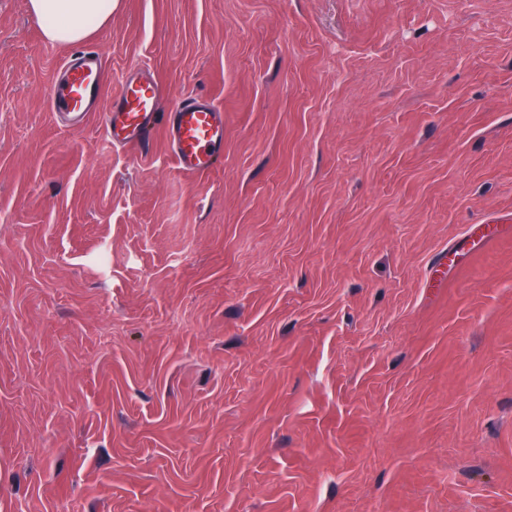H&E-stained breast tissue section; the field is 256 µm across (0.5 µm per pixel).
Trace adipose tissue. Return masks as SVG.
Wrapping results in <instances>:
<instances>
[{
  "label": "adipose tissue",
  "mask_w": 512,
  "mask_h": 512,
  "mask_svg": "<svg viewBox=\"0 0 512 512\" xmlns=\"http://www.w3.org/2000/svg\"><path fill=\"white\" fill-rule=\"evenodd\" d=\"M116 0H28L31 16L44 38L75 44L106 24Z\"/></svg>",
  "instance_id": "1"
}]
</instances>
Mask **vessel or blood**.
Here are the masks:
<instances>
[{
  "label": "vessel or blood",
  "instance_id": "1",
  "mask_svg": "<svg viewBox=\"0 0 512 512\" xmlns=\"http://www.w3.org/2000/svg\"><path fill=\"white\" fill-rule=\"evenodd\" d=\"M106 68L98 52L85 48L67 57L50 85L51 111L72 124L101 117L106 139L115 147L149 152L156 132H163L178 169L201 177L224 152V109L207 94H195L163 106L166 87L149 70L129 73L118 91L104 97Z\"/></svg>",
  "mask_w": 512,
  "mask_h": 512
}]
</instances>
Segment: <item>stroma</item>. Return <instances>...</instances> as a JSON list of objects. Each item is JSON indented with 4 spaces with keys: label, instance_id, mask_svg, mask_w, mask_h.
Masks as SVG:
<instances>
[{
    "label": "stroma",
    "instance_id": "obj_1",
    "mask_svg": "<svg viewBox=\"0 0 512 512\" xmlns=\"http://www.w3.org/2000/svg\"><path fill=\"white\" fill-rule=\"evenodd\" d=\"M84 44L213 95L224 156L65 126L0 0V512H512V0H118Z\"/></svg>",
    "mask_w": 512,
    "mask_h": 512
}]
</instances>
